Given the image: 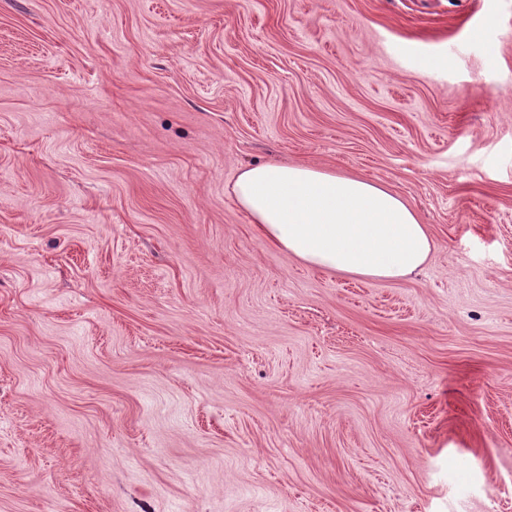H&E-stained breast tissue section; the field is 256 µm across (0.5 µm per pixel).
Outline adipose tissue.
Segmentation results:
<instances>
[{
	"label": "adipose tissue",
	"instance_id": "adipose-tissue-1",
	"mask_svg": "<svg viewBox=\"0 0 512 512\" xmlns=\"http://www.w3.org/2000/svg\"><path fill=\"white\" fill-rule=\"evenodd\" d=\"M229 196L275 248L324 272L398 281L435 247L401 196L357 175L267 162L241 168Z\"/></svg>",
	"mask_w": 512,
	"mask_h": 512
}]
</instances>
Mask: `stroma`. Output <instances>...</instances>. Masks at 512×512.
<instances>
[{
	"label": "stroma",
	"mask_w": 512,
	"mask_h": 512,
	"mask_svg": "<svg viewBox=\"0 0 512 512\" xmlns=\"http://www.w3.org/2000/svg\"><path fill=\"white\" fill-rule=\"evenodd\" d=\"M266 161L427 264L282 253ZM0 512H512V0H0ZM228 194L275 248L320 271L398 281L435 247L401 196L362 176L267 162L241 168Z\"/></svg>",
	"instance_id": "obj_1"
}]
</instances>
